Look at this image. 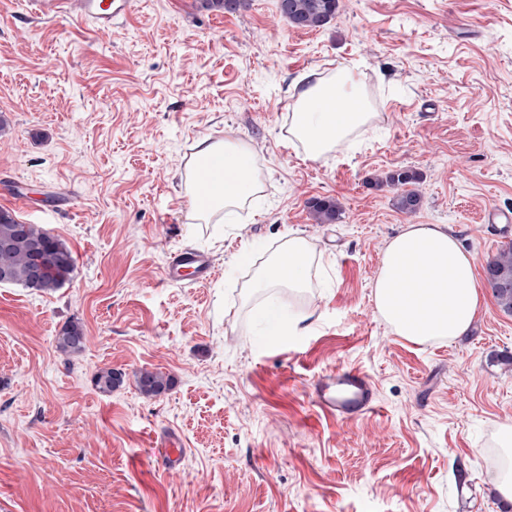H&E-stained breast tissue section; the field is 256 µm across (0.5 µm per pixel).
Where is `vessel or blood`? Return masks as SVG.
<instances>
[{
	"mask_svg": "<svg viewBox=\"0 0 512 512\" xmlns=\"http://www.w3.org/2000/svg\"><path fill=\"white\" fill-rule=\"evenodd\" d=\"M129 0H83V20L92 30L109 32L126 17ZM191 271V282L203 285L211 281L215 270L211 258L200 252L176 251L170 254L165 269L167 280H175L184 271ZM312 396L325 413L339 420H354L375 408L376 390L369 376L361 369L347 368L320 377L313 385ZM162 465L177 469L184 456L182 442L166 436L160 442Z\"/></svg>",
	"mask_w": 512,
	"mask_h": 512,
	"instance_id": "vessel-or-blood-1",
	"label": "vessel or blood"
}]
</instances>
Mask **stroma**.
<instances>
[{
    "instance_id": "obj_1",
    "label": "stroma",
    "mask_w": 512,
    "mask_h": 512,
    "mask_svg": "<svg viewBox=\"0 0 512 512\" xmlns=\"http://www.w3.org/2000/svg\"><path fill=\"white\" fill-rule=\"evenodd\" d=\"M358 65L381 123L320 161L284 140L292 87ZM249 144L262 197L234 223L196 219L185 174L198 139ZM419 172L420 209L397 210L376 177ZM28 200L15 209L5 190ZM330 197L334 224L307 201ZM512 212V0H340L325 27H291L278 0L236 12L202 0H130L109 33L0 0V209L65 243L62 288L0 285V512H512L488 482L512 425V314L484 290L450 345L395 336L371 282L387 241L445 224L487 260L512 236L478 223ZM321 269L304 336L265 337L253 317L288 291L249 289L287 233ZM251 247L254 263L237 253ZM206 253V286L163 278L168 255ZM86 335L66 355L68 323ZM124 373L104 394L103 368ZM358 367L377 407L325 414L311 387ZM170 380L160 395L135 375ZM185 443L165 471L159 439ZM306 204L317 224H332L341 219V206L331 198H312ZM84 342V329L75 322L66 325L57 338L58 349L68 355L80 353L84 349Z\"/></svg>"
}]
</instances>
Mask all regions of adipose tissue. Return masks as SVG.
Wrapping results in <instances>:
<instances>
[{"label":"adipose tissue","mask_w":512,"mask_h":512,"mask_svg":"<svg viewBox=\"0 0 512 512\" xmlns=\"http://www.w3.org/2000/svg\"><path fill=\"white\" fill-rule=\"evenodd\" d=\"M293 97L286 132L313 161L381 118L366 105L355 68L349 64L316 83L294 87ZM191 167L211 168L218 177L209 189L195 185L189 189L191 208L199 217L220 213L225 222H232L237 209L261 195L262 175L245 142L198 140ZM316 268L313 245L291 233L259 270L253 286L258 290L284 286L303 297L312 288ZM481 296L472 253L444 224H410L389 239L372 283L377 315L396 335L425 346L450 344L468 334ZM253 315L276 336H301L308 330L309 315L304 311L288 314L269 303Z\"/></svg>","instance_id":"1"}]
</instances>
